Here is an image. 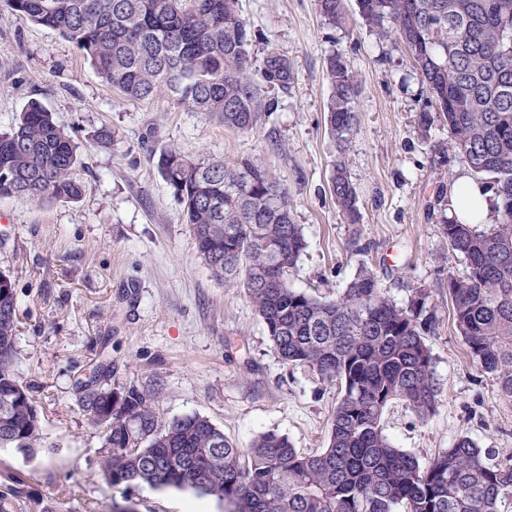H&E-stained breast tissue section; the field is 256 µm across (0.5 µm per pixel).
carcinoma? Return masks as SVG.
Listing matches in <instances>:
<instances>
[{
	"label": "carcinoma",
	"mask_w": 512,
	"mask_h": 512,
	"mask_svg": "<svg viewBox=\"0 0 512 512\" xmlns=\"http://www.w3.org/2000/svg\"><path fill=\"white\" fill-rule=\"evenodd\" d=\"M360 17L403 44L429 105L422 136L448 129L450 150L492 179L497 221L484 229L446 219L448 249L467 274H448L456 331L480 371L512 399V0H357ZM329 25L345 20L343 0H317ZM0 12L58 32L121 97L150 102L167 95L227 129L254 131L274 111L265 86L285 84L288 65L267 52L263 83L252 76L257 35L238 0H0ZM327 126L338 154L331 192L350 224L360 221L346 148L357 128V81L346 54L332 52ZM182 205L201 262L243 291L263 321L278 358L307 366L340 386L325 448L299 452L285 434H257L239 448L208 418L163 421L154 394L135 385L98 384L104 365L76 381L87 420L104 430L101 476L128 492L192 490L225 512H512V464L490 465L461 435L426 466L396 447L383 416L395 400L419 417L434 413L440 388L426 336L438 325L424 287L399 305L362 269L334 299L292 287L288 272L305 249L288 189L248 158L193 157L176 147L153 155ZM69 133L31 101L0 131V198L73 201L83 185ZM21 319L15 281L0 272V447H42L31 387L14 365Z\"/></svg>",
	"instance_id": "carcinoma-1"
}]
</instances>
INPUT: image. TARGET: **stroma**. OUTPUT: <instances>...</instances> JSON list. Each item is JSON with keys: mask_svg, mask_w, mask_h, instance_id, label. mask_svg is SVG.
Masks as SVG:
<instances>
[{"mask_svg": "<svg viewBox=\"0 0 512 512\" xmlns=\"http://www.w3.org/2000/svg\"><path fill=\"white\" fill-rule=\"evenodd\" d=\"M256 31L254 72L268 50L288 64L286 86H271L273 112L257 131L228 130L165 97H120L73 43L42 26L0 14V130L38 101L70 131L85 164L75 202L0 199V271L16 282L23 322L15 371L30 385L46 447L26 455L0 448V484H18L22 503L43 500L92 512L128 502L135 512H182L187 489L124 492L100 478V429L80 410L74 380L106 361L101 385L156 393L161 419L199 414L239 447L261 432L287 435L302 453L324 448L336 385L306 367L282 364L252 304L217 280L196 255L180 205L152 155L174 146L190 155L248 157L288 189L306 249L290 273L294 288L332 298L368 267L397 303L426 286L439 325L427 341L439 404L419 418L392 402L383 419L393 444L427 465L461 435L491 463L512 458V400L478 371L454 328L448 277L464 262L441 233L436 202L468 166L448 150V131L421 137L427 97L410 55L360 18L345 0L346 23L322 21L316 0H240ZM345 53L359 92L357 131L346 156L361 221L344 223L330 191L336 146L326 124L332 94L325 60ZM112 128L111 146L93 132Z\"/></svg>", "mask_w": 512, "mask_h": 512, "instance_id": "35a3bbf8", "label": "stroma"}]
</instances>
